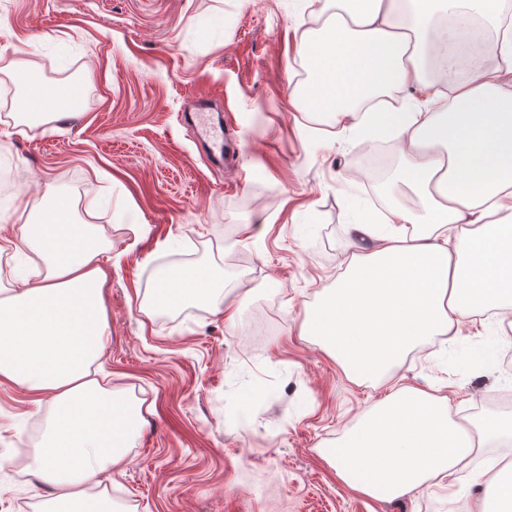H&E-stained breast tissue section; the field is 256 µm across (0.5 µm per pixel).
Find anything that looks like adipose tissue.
<instances>
[{
	"instance_id": "ef3b65f1",
	"label": "adipose tissue",
	"mask_w": 512,
	"mask_h": 512,
	"mask_svg": "<svg viewBox=\"0 0 512 512\" xmlns=\"http://www.w3.org/2000/svg\"><path fill=\"white\" fill-rule=\"evenodd\" d=\"M308 2L315 23L298 46L308 79L294 98L394 141L406 164L390 193L417 198L390 205L382 223L349 202L353 252L301 323L349 378L378 385L431 337L512 308V0ZM8 251L31 253L36 270L0 297V381L50 404L30 460L40 512H117L87 491L122 463L143 421L140 403L94 375L109 336L102 257L112 248L57 204L0 234ZM151 298L237 316L206 267L168 270ZM500 437H512L511 413L462 422L439 389L394 385L321 455L371 499L436 487L453 500L471 484L512 512V462L459 478L477 444Z\"/></svg>"
}]
</instances>
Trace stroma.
<instances>
[{"instance_id": "obj_1", "label": "stroma", "mask_w": 512, "mask_h": 512, "mask_svg": "<svg viewBox=\"0 0 512 512\" xmlns=\"http://www.w3.org/2000/svg\"><path fill=\"white\" fill-rule=\"evenodd\" d=\"M303 0H0V230L55 201L101 225L110 336L104 386L144 422L91 493L123 512H469L437 489L392 502L349 491L318 453L386 395L301 335L306 305L351 254L347 203L372 202L360 137L290 91ZM71 71L75 115L20 120V76ZM237 150L216 164L191 112ZM213 268L236 325L208 306L152 310L157 275ZM471 419L508 410L512 344L463 323L393 371ZM50 411L0 382V450L36 448ZM27 467L0 468V512H33Z\"/></svg>"}]
</instances>
